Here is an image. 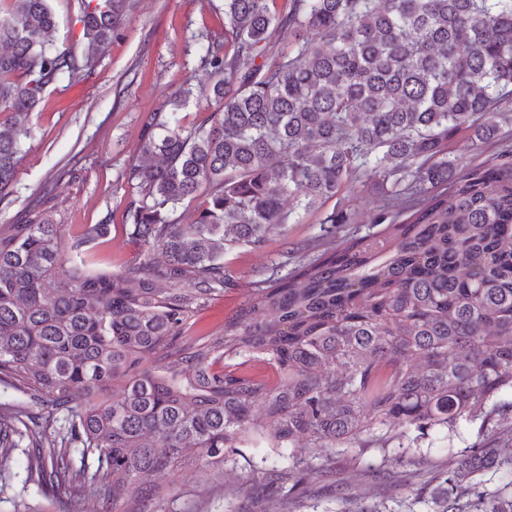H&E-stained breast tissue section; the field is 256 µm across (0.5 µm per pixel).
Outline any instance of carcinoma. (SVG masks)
Listing matches in <instances>:
<instances>
[{"label":"carcinoma","instance_id":"1","mask_svg":"<svg viewBox=\"0 0 512 512\" xmlns=\"http://www.w3.org/2000/svg\"><path fill=\"white\" fill-rule=\"evenodd\" d=\"M126 2L80 0L81 60L53 43L50 0H0V195L44 90L80 77ZM275 3L224 0V40L199 38L212 84L144 119L122 173L138 258L92 269L86 248L111 225L69 233L37 202L30 223L0 224V384L27 397L0 408V470L24 443L27 479L60 498L86 484L76 451L102 474L101 512H146L169 495L163 471L216 476L230 450L299 448L248 476L258 512H284L273 485L376 435L393 491L415 494L399 452L411 430L449 438L512 397V150L463 172L449 150L512 119V0ZM194 95L213 110L186 128ZM369 181L392 182L380 229L336 243L354 219L342 197ZM312 214L330 248L293 246L289 271L242 288L224 256ZM240 288L224 326L191 334L206 302ZM448 455L443 512H512V480H479L512 477V453Z\"/></svg>","mask_w":512,"mask_h":512}]
</instances>
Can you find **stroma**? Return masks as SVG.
<instances>
[{
  "label": "stroma",
  "mask_w": 512,
  "mask_h": 512,
  "mask_svg": "<svg viewBox=\"0 0 512 512\" xmlns=\"http://www.w3.org/2000/svg\"><path fill=\"white\" fill-rule=\"evenodd\" d=\"M57 16L53 38L58 47L83 53L79 0H51ZM224 35V0H130L122 24L106 52L81 80L48 87L31 114L33 131L25 140V156L8 195L0 197V224H22L30 218L31 200L41 197L55 223L78 227L106 223L111 238L93 250L96 268L115 270L134 260L140 246L124 229L127 186L121 172L131 161L142 135L143 120L158 111L168 97L188 84L207 78L200 61L199 34ZM512 146V122L503 125L499 140L474 147L467 138L453 145L459 168L466 169L495 157ZM386 193L371 185L349 193L344 205L355 214L353 223L336 227L337 239L360 236L374 230V215ZM319 233L316 216L303 223L285 225L272 234L264 250L240 248L229 252L226 264L244 282L267 277L282 260L286 245L314 238ZM500 448L512 451V410L490 418L461 421L452 440L430 436L407 449L421 469L432 471L448 465L449 449ZM285 468L291 456H264L262 449L245 448L235 462L218 476L230 487L229 496L200 500L196 494L201 474L185 465L172 475L165 512H257V499L247 477L251 464ZM24 454H17L0 487V512H62L63 506L37 486L26 483ZM328 476H307L290 488L294 512H341V496L355 474H363L360 487L366 508L380 512H437L442 495L438 482H426L419 494L391 495L383 476L382 453L374 445L334 455Z\"/></svg>",
  "instance_id": "stroma-1"
}]
</instances>
